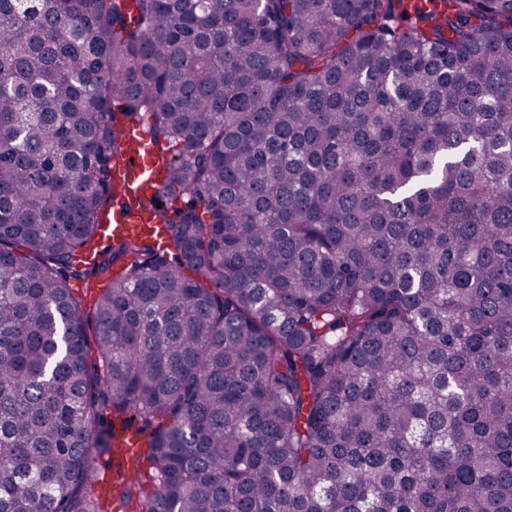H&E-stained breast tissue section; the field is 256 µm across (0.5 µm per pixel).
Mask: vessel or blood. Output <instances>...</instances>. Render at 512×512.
<instances>
[{
	"label": "vessel or blood",
	"instance_id": "obj_1",
	"mask_svg": "<svg viewBox=\"0 0 512 512\" xmlns=\"http://www.w3.org/2000/svg\"><path fill=\"white\" fill-rule=\"evenodd\" d=\"M120 133L128 149L114 162V183L122 193L123 202L113 207L110 219L102 224L100 231L107 237H149L160 232L161 219L142 205V193L147 183L158 178L165 161L151 150L139 124H122Z\"/></svg>",
	"mask_w": 512,
	"mask_h": 512
}]
</instances>
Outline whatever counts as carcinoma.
Listing matches in <instances>:
<instances>
[{"instance_id":"obj_1","label":"carcinoma","mask_w":512,"mask_h":512,"mask_svg":"<svg viewBox=\"0 0 512 512\" xmlns=\"http://www.w3.org/2000/svg\"><path fill=\"white\" fill-rule=\"evenodd\" d=\"M131 429L113 512H512V0H0V512ZM120 133L128 149L114 162V183L122 192L123 205L112 208L110 219L100 224V231L105 239L149 237L153 232L159 233L163 224L155 212L141 204L142 193L147 183L158 178L166 160L151 150L149 139L139 124H122Z\"/></svg>"}]
</instances>
